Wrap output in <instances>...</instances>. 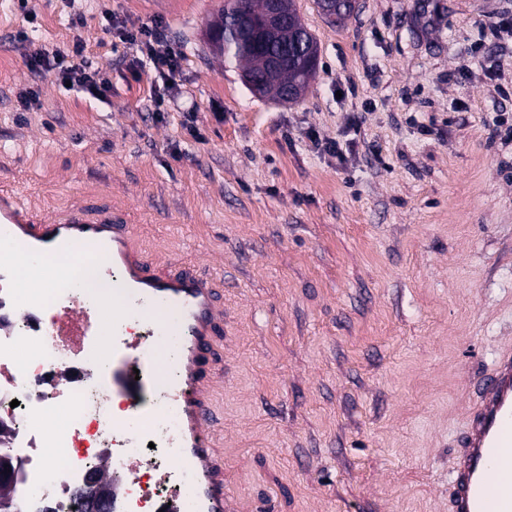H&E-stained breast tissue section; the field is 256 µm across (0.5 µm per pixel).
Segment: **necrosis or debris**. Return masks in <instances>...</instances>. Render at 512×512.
Masks as SVG:
<instances>
[{
    "label": "necrosis or debris",
    "mask_w": 512,
    "mask_h": 512,
    "mask_svg": "<svg viewBox=\"0 0 512 512\" xmlns=\"http://www.w3.org/2000/svg\"><path fill=\"white\" fill-rule=\"evenodd\" d=\"M28 326L17 327L15 336H0V419L14 432L16 444L0 450L15 467L14 482L21 490L18 512H110L111 502L97 495L94 472L103 460L101 445L110 432L112 409L100 404L93 383L81 386L79 400L70 410L67 426L58 436L63 448L49 447L34 418L49 416L45 382L63 353L55 348L17 363L16 355L28 343Z\"/></svg>",
    "instance_id": "necrosis-or-debris-1"
}]
</instances>
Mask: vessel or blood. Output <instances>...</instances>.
Instances as JSON below:
<instances>
[{
    "label": "vessel or blood",
    "mask_w": 512,
    "mask_h": 512,
    "mask_svg": "<svg viewBox=\"0 0 512 512\" xmlns=\"http://www.w3.org/2000/svg\"><path fill=\"white\" fill-rule=\"evenodd\" d=\"M22 246L96 264L102 279L117 281L111 309H88L65 292L56 298L52 322H44L40 293L17 279ZM1 284L14 290L0 296L1 335H10L15 321L23 320L43 336L79 335L87 355L109 350L112 361L99 387L136 408L134 417L112 421V437L127 448L113 461L111 475L101 479L112 488V512H139L134 450L163 416L176 420L168 474L179 488L160 503L161 512H228L209 398L213 339L224 324L214 278L185 265L174 271L148 266L133 246L127 218L110 206L85 204L48 221L5 194L0 196ZM134 318L149 327L153 343L131 337ZM493 366L452 470L454 512H512V347L501 349ZM84 380L76 369L61 367L49 385L69 399Z\"/></svg>",
    "instance_id": "vessel-or-blood-1"
}]
</instances>
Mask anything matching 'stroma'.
<instances>
[{
  "mask_svg": "<svg viewBox=\"0 0 512 512\" xmlns=\"http://www.w3.org/2000/svg\"><path fill=\"white\" fill-rule=\"evenodd\" d=\"M224 0H0V190L124 214L153 266L218 280L210 398L234 512H453L451 472L512 346V0H357L304 96L254 94L208 42ZM157 24L177 99L103 18ZM27 30L29 39L14 36ZM82 41L98 99L33 72ZM40 106L18 111L20 88ZM337 140L343 159L318 151Z\"/></svg>",
  "mask_w": 512,
  "mask_h": 512,
  "instance_id": "stroma-1",
  "label": "stroma"
}]
</instances>
